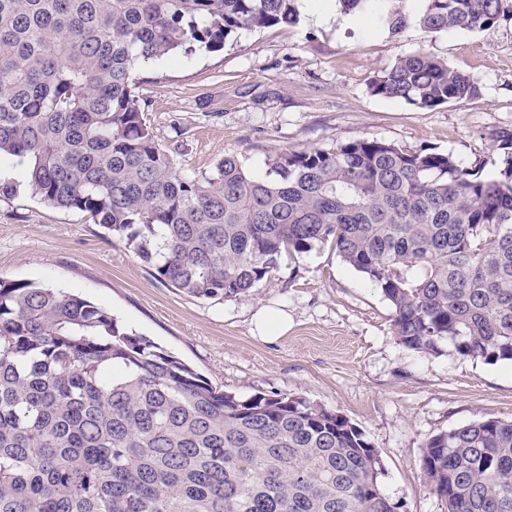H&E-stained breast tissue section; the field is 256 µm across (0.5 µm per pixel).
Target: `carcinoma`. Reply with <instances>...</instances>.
<instances>
[{
    "label": "carcinoma",
    "instance_id": "cac0c4a2",
    "mask_svg": "<svg viewBox=\"0 0 512 512\" xmlns=\"http://www.w3.org/2000/svg\"><path fill=\"white\" fill-rule=\"evenodd\" d=\"M336 2L392 35L407 24L399 0ZM504 12V0H423L418 22L477 31ZM299 21L298 0H0V162L182 293L236 298L283 255L328 244L381 289L400 344L512 361V135L495 177L367 138L280 152L263 176L226 153L189 177L156 144L140 63ZM368 90L418 109L480 94L425 50ZM383 475L341 413L221 391L106 308L0 278V512H397ZM422 481L448 512H512V421L433 435Z\"/></svg>",
    "mask_w": 512,
    "mask_h": 512
}]
</instances>
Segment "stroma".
I'll list each match as a JSON object with an SVG mask.
<instances>
[{"instance_id": "obj_1", "label": "stroma", "mask_w": 512, "mask_h": 512, "mask_svg": "<svg viewBox=\"0 0 512 512\" xmlns=\"http://www.w3.org/2000/svg\"><path fill=\"white\" fill-rule=\"evenodd\" d=\"M300 21L239 32L224 50L178 54L136 71L143 116L178 172L208 173L224 153L257 174L279 152L333 150L360 138L433 148L496 175L512 134V11L479 31L431 33L422 0H402L396 36L336 0H299ZM427 50L479 82L477 97L420 110L371 96L370 79ZM0 277L82 294L201 373L247 398L302 396L360 426L381 454L387 495L401 512H447L421 481L431 436L484 418L512 420V363L410 350L393 333L380 289L330 247L283 258L271 279L231 299L202 300L155 278L124 241L81 212L43 203L26 187L0 195ZM280 310L290 326L264 336L254 317Z\"/></svg>"}]
</instances>
